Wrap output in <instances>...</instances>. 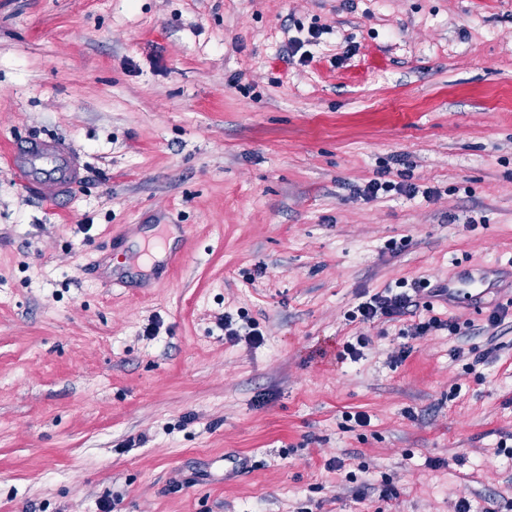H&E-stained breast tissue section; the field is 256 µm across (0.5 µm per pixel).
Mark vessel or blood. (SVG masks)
I'll return each mask as SVG.
<instances>
[{"mask_svg":"<svg viewBox=\"0 0 512 512\" xmlns=\"http://www.w3.org/2000/svg\"><path fill=\"white\" fill-rule=\"evenodd\" d=\"M6 161L24 187L58 205L69 200L84 179V161L70 143L57 137L16 141ZM491 293L512 301V264L469 267L443 284L436 298L448 304L462 299L478 304Z\"/></svg>","mask_w":512,"mask_h":512,"instance_id":"vessel-or-blood-1","label":"vessel or blood"}]
</instances>
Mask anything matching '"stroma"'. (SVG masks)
<instances>
[{"mask_svg": "<svg viewBox=\"0 0 512 512\" xmlns=\"http://www.w3.org/2000/svg\"><path fill=\"white\" fill-rule=\"evenodd\" d=\"M511 260L512 0H0V512H512V312L353 317ZM17 181L62 205L84 179L85 163L62 138L31 137L14 142L6 156ZM420 281L414 282L413 288L403 289L407 285L406 281L398 284L401 291H395L393 288L386 289L383 293H376L371 295L365 301L357 305L356 319L359 318L363 323L373 322L376 318H398L409 311V307L415 306L416 301H413L411 295L407 290H411L415 295L420 290Z\"/></svg>", "mask_w": 512, "mask_h": 512, "instance_id": "obj_1", "label": "stroma"}]
</instances>
